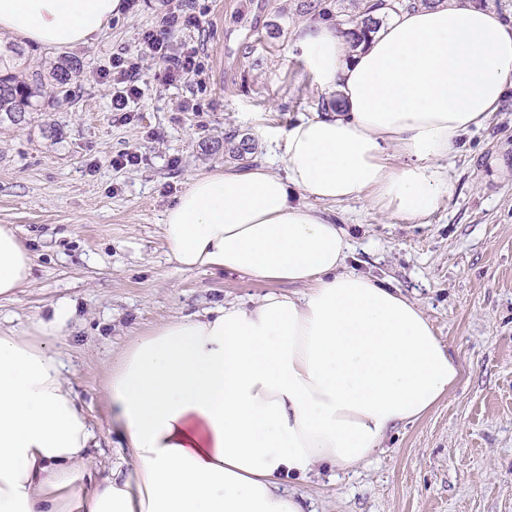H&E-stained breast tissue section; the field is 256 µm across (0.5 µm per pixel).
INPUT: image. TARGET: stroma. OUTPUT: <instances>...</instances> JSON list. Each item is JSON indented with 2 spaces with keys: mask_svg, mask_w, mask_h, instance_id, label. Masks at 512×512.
<instances>
[{
  "mask_svg": "<svg viewBox=\"0 0 512 512\" xmlns=\"http://www.w3.org/2000/svg\"><path fill=\"white\" fill-rule=\"evenodd\" d=\"M307 0H191L199 27H180L177 49H199L201 69L173 83L148 59L134 120L113 112L93 75L113 54H137L168 0H137L89 42L29 45L18 70L82 65L69 99L46 89L41 111L0 124V224L34 256L33 281L0 302V325L25 328L50 304L75 315L59 351L90 416L99 459L117 438L107 426L108 364L157 324L270 291L248 275L183 271L160 235L187 180L265 163L281 169L275 132L317 112L326 94L294 45L312 22ZM247 140L245 157L225 135ZM138 152L139 165L112 158ZM450 197L423 224L366 201L330 207L348 233L347 269L417 301L450 356L458 385L417 420L397 424L369 461L338 477L294 483L307 512H512V94L448 161Z\"/></svg>",
  "mask_w": 512,
  "mask_h": 512,
  "instance_id": "1",
  "label": "stroma"
}]
</instances>
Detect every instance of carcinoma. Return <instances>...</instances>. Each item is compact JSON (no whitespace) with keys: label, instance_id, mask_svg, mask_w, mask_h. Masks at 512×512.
<instances>
[{"label":"carcinoma","instance_id":"1","mask_svg":"<svg viewBox=\"0 0 512 512\" xmlns=\"http://www.w3.org/2000/svg\"><path fill=\"white\" fill-rule=\"evenodd\" d=\"M359 11L348 17L349 28L346 36L350 46L359 47L377 32L380 19L377 12L385 10L396 12L401 8L410 6L407 0H360ZM77 64L72 61L62 62L56 68L44 75L38 70L29 73H0V122L8 120L18 125L25 121L28 112L40 111L41 91L45 85V78H50L53 88L63 94H68L67 85L77 74Z\"/></svg>","mask_w":512,"mask_h":512}]
</instances>
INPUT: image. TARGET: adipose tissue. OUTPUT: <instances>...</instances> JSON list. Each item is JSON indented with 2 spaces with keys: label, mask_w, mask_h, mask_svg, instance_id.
<instances>
[{
  "label": "adipose tissue",
  "mask_w": 512,
  "mask_h": 512,
  "mask_svg": "<svg viewBox=\"0 0 512 512\" xmlns=\"http://www.w3.org/2000/svg\"><path fill=\"white\" fill-rule=\"evenodd\" d=\"M123 14L122 0H0V39L63 49ZM295 46L337 108L276 136L282 172L190 177L160 226L179 269L273 291L166 320L123 352L105 389L119 440L107 463L56 351L71 304L0 328V512H305L289 481L359 466L458 382L419 304L346 270L348 234L327 207L363 198L413 224L436 211L446 159L512 92V24L438 0L354 52L326 20ZM32 272L1 224L0 302Z\"/></svg>",
  "instance_id": "adipose-tissue-1"
}]
</instances>
